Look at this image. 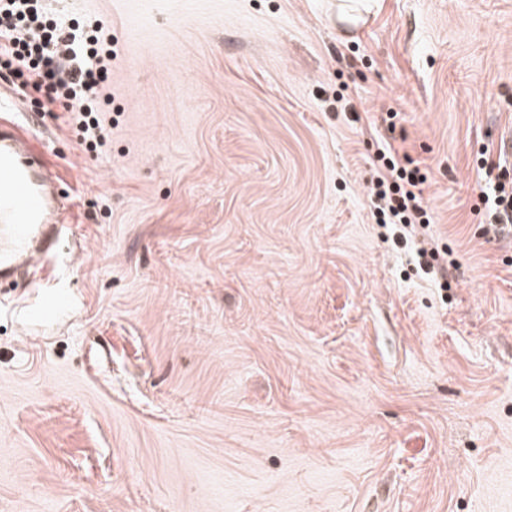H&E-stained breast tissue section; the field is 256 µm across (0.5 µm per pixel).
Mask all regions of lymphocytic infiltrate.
<instances>
[{"label":"lymphocytic infiltrate","instance_id":"obj_1","mask_svg":"<svg viewBox=\"0 0 512 512\" xmlns=\"http://www.w3.org/2000/svg\"><path fill=\"white\" fill-rule=\"evenodd\" d=\"M102 23L85 31L50 15L45 0H0V63L13 67L22 86L43 93L46 110L62 109L87 149L104 142L97 116L98 91L109 78L112 43L102 40ZM478 165L492 190L489 216L494 226L512 227V180L497 173L488 148ZM427 175L406 155L382 142L372 182L376 223L395 226L408 237L415 226L432 220L423 196Z\"/></svg>","mask_w":512,"mask_h":512}]
</instances>
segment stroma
<instances>
[{
	"label": "stroma",
	"mask_w": 512,
	"mask_h": 512,
	"mask_svg": "<svg viewBox=\"0 0 512 512\" xmlns=\"http://www.w3.org/2000/svg\"><path fill=\"white\" fill-rule=\"evenodd\" d=\"M336 6L57 0L117 56L97 151L24 98L72 222L0 288V512H512V234L475 162L512 172V0ZM379 137L428 172L402 244Z\"/></svg>",
	"instance_id": "1"
}]
</instances>
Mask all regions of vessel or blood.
I'll return each instance as SVG.
<instances>
[{"label": "vessel or blood", "instance_id": "1", "mask_svg": "<svg viewBox=\"0 0 512 512\" xmlns=\"http://www.w3.org/2000/svg\"><path fill=\"white\" fill-rule=\"evenodd\" d=\"M66 215L51 168L24 123L0 100V280L55 252Z\"/></svg>", "mask_w": 512, "mask_h": 512}]
</instances>
